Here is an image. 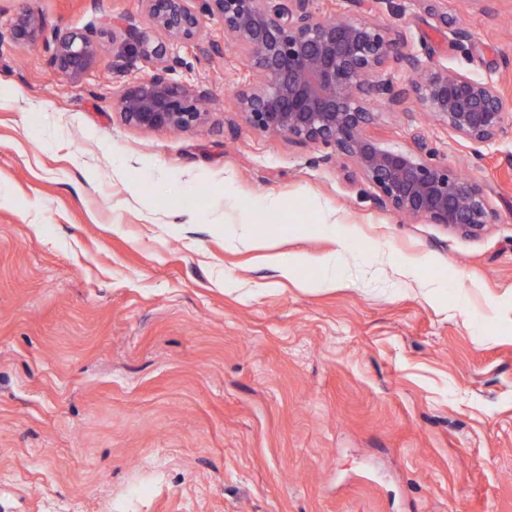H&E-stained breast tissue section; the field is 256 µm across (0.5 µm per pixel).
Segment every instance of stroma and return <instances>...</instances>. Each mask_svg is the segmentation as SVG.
Returning a JSON list of instances; mask_svg holds the SVG:
<instances>
[{"label":"stroma","instance_id":"obj_1","mask_svg":"<svg viewBox=\"0 0 512 512\" xmlns=\"http://www.w3.org/2000/svg\"><path fill=\"white\" fill-rule=\"evenodd\" d=\"M440 8L470 44L420 0L376 15L512 94V0ZM24 10L64 30L142 6L0 0V27ZM204 32L177 77L210 114L182 132L123 120L151 69L115 77L111 37L76 78L0 43V512H512V129L380 113L387 146L421 136L497 213L472 235L400 217L332 147L252 130L246 63L220 18ZM343 245L376 278L303 287ZM426 11L431 16L437 18V20L448 29V39L454 45H462L465 42H471L473 39V34L470 30L465 27L459 25H448V15L445 13H436V9L434 5H428L426 7Z\"/></svg>","mask_w":512,"mask_h":512}]
</instances>
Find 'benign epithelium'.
Instances as JSON below:
<instances>
[{"label":"benign epithelium","mask_w":512,"mask_h":512,"mask_svg":"<svg viewBox=\"0 0 512 512\" xmlns=\"http://www.w3.org/2000/svg\"><path fill=\"white\" fill-rule=\"evenodd\" d=\"M142 17L123 13L106 28L48 30L22 11L6 35L17 44L41 42L54 71L78 76L92 65L105 29L112 30V71L126 72L139 58L152 67L117 102L124 120L145 130H185L199 125L208 98L202 87L173 79L182 59L204 36L202 14L224 23V42L242 53L253 80L239 86L235 106L256 132L283 135L296 144L336 148L374 190L376 204L469 234L491 224L495 211L473 178L428 156L425 143L395 149L372 128L382 103L391 112H428L459 137L484 143L512 126V101L491 77L424 60L407 35L368 11H330L314 0H140ZM428 14L448 29L454 45L473 34ZM0 32V39L5 35ZM408 75L395 81L391 69Z\"/></svg>","instance_id":"obj_1"}]
</instances>
